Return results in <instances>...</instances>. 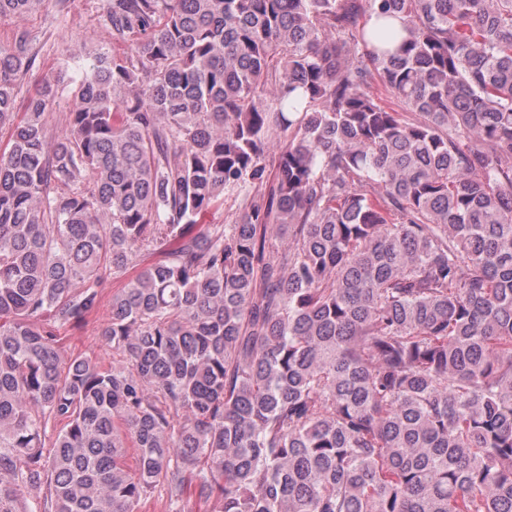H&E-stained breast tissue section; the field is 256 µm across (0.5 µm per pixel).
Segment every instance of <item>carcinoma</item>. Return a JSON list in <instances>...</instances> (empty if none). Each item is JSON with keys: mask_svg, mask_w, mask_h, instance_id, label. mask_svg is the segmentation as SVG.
<instances>
[{"mask_svg": "<svg viewBox=\"0 0 512 512\" xmlns=\"http://www.w3.org/2000/svg\"><path fill=\"white\" fill-rule=\"evenodd\" d=\"M100 10L60 137L0 45V512H512V0ZM242 198L235 193L224 196V205L203 217L202 224H235L238 218ZM123 278H115L107 272L99 282L98 289L102 297V307L99 311V320L91 323L83 329H68L63 333V346L68 351L75 353H84L95 359L102 360L106 365H112V360L117 361L118 357H112V349L102 345L97 335V327L108 314V304L112 298V293L120 288Z\"/></svg>", "mask_w": 512, "mask_h": 512, "instance_id": "carcinoma-1", "label": "carcinoma"}]
</instances>
